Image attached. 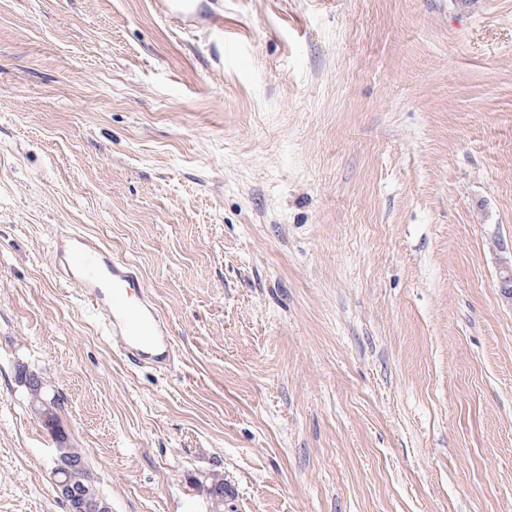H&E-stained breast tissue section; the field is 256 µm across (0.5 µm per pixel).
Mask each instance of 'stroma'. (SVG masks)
<instances>
[{
  "mask_svg": "<svg viewBox=\"0 0 512 512\" xmlns=\"http://www.w3.org/2000/svg\"><path fill=\"white\" fill-rule=\"evenodd\" d=\"M0 0V512H512V0ZM139 269L130 365L50 243ZM58 394L59 429L18 368ZM197 0H160L158 7L165 19H169L183 27L211 28L221 19L216 10L201 4ZM55 456L53 458L52 473L55 477L60 472L66 473L64 480L55 479V488L57 494L61 499H64L69 504L70 512H76L84 508V504L78 501V494L75 492V488L80 486L83 490L90 491V488L94 486L95 476L92 473H83L81 475H74L65 465L69 450V462L68 466L71 470L83 471L89 467L85 461V458L77 449L66 448L64 444L57 446Z\"/></svg>",
  "mask_w": 512,
  "mask_h": 512,
  "instance_id": "obj_1",
  "label": "stroma"
}]
</instances>
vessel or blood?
<instances>
[{
    "mask_svg": "<svg viewBox=\"0 0 512 512\" xmlns=\"http://www.w3.org/2000/svg\"><path fill=\"white\" fill-rule=\"evenodd\" d=\"M158 7L164 18L183 27L209 28L221 19L220 12L197 0H159ZM50 256L55 277L80 288L121 356L142 365L170 364L174 343L169 323L132 263L116 258L102 240L65 226L54 234Z\"/></svg>",
    "mask_w": 512,
    "mask_h": 512,
    "instance_id": "1",
    "label": "vessel or blood"
}]
</instances>
